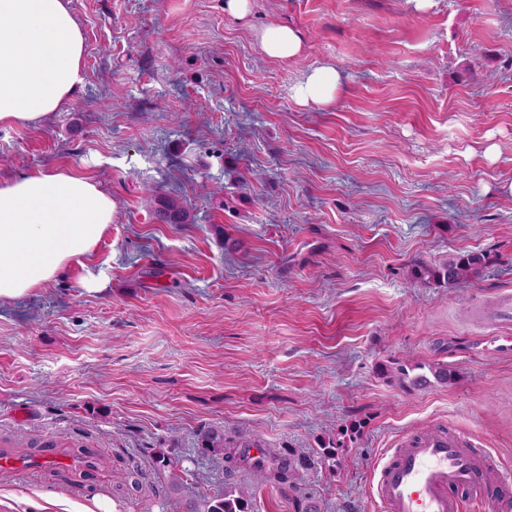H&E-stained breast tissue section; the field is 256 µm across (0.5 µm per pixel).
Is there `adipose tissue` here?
Masks as SVG:
<instances>
[{
    "label": "adipose tissue",
    "instance_id": "adipose-tissue-1",
    "mask_svg": "<svg viewBox=\"0 0 512 512\" xmlns=\"http://www.w3.org/2000/svg\"><path fill=\"white\" fill-rule=\"evenodd\" d=\"M257 38L273 59L298 57L304 47L287 26H267ZM83 56L69 0H0V125H35L68 106ZM341 89L336 67L323 64L307 72L293 98L325 107ZM115 211L109 194L70 169L0 182V304L27 298L73 259L91 254Z\"/></svg>",
    "mask_w": 512,
    "mask_h": 512
}]
</instances>
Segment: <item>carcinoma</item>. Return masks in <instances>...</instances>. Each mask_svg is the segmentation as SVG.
Here are the masks:
<instances>
[{"label": "carcinoma", "mask_w": 512, "mask_h": 512, "mask_svg": "<svg viewBox=\"0 0 512 512\" xmlns=\"http://www.w3.org/2000/svg\"><path fill=\"white\" fill-rule=\"evenodd\" d=\"M155 217L165 224H183L186 222L187 212L179 200L159 196L156 198ZM487 264L486 254L468 252L456 255L440 266H420L415 270V277L453 286L479 277ZM376 372L406 390L420 389L434 383L448 385L459 378L456 370L440 362L380 363L376 366ZM197 443L202 454L221 457L226 481L224 491L199 503H185L184 512H253L249 487L234 481L236 471L241 468L253 471L256 479L260 481L272 479L288 485L296 493L298 512H318L316 504L303 491L305 473L319 463L328 466L333 472L336 471V467L340 465L338 456L342 446L340 440H324L319 445L317 456L312 457L293 448L267 449L261 440L252 437L237 436L232 439L219 427H209L199 432ZM248 448H262L264 454L252 461L246 453ZM153 463L156 470L166 477L171 490L179 491L182 474L185 472L180 460L168 450L158 448L153 454Z\"/></svg>", "instance_id": "obj_1"}]
</instances>
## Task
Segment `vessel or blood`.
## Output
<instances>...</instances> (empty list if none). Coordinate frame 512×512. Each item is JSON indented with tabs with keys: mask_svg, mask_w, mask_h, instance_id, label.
Instances as JSON below:
<instances>
[{
	"mask_svg": "<svg viewBox=\"0 0 512 512\" xmlns=\"http://www.w3.org/2000/svg\"><path fill=\"white\" fill-rule=\"evenodd\" d=\"M373 473L383 512H462L464 492L479 495L486 512H512V478L440 427L405 437Z\"/></svg>",
	"mask_w": 512,
	"mask_h": 512,
	"instance_id": "vessel-or-blood-1",
	"label": "vessel or blood"
}]
</instances>
